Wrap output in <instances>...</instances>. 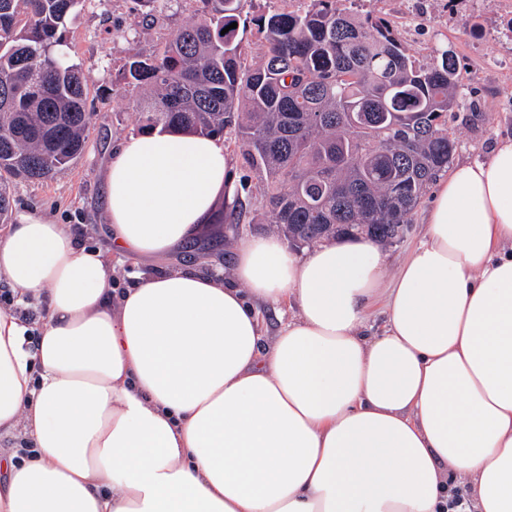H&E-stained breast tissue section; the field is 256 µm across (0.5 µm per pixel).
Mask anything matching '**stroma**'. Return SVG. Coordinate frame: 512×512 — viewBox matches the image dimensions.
I'll return each mask as SVG.
<instances>
[{
    "mask_svg": "<svg viewBox=\"0 0 512 512\" xmlns=\"http://www.w3.org/2000/svg\"><path fill=\"white\" fill-rule=\"evenodd\" d=\"M338 5L361 16L385 18L417 59L431 60L440 46L453 54L459 72L458 102L448 112V130L456 142L453 164L486 159L497 140L512 137V0H338ZM297 6V0H243L248 62L258 61L265 45L255 18ZM199 7L198 0H169L148 15L135 0H83L69 22V53L87 78V106L93 113L87 146L50 180L13 183L14 213L39 212L72 225L83 244H104L102 171L114 146L139 127L124 90L122 66L132 52L151 54L173 23L187 20ZM117 27L139 33V43L113 39ZM224 146L244 179L241 195L247 212L239 224L240 238L272 232V225L257 221L258 177L250 174L232 134H225ZM225 233L224 225H212L197 243L160 258L113 256V281L122 288L131 276L186 265L205 274L228 269L232 247Z\"/></svg>",
    "mask_w": 512,
    "mask_h": 512,
    "instance_id": "stroma-1",
    "label": "stroma"
}]
</instances>
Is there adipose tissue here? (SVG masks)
Segmentation results:
<instances>
[{
	"mask_svg": "<svg viewBox=\"0 0 512 512\" xmlns=\"http://www.w3.org/2000/svg\"><path fill=\"white\" fill-rule=\"evenodd\" d=\"M106 247L33 213L0 228V512H512V138L438 186L394 275L368 238L235 245L229 273L113 286L110 254L162 256L236 200L217 137L125 138ZM383 295L386 322L364 330ZM292 313L263 342L260 309Z\"/></svg>",
	"mask_w": 512,
	"mask_h": 512,
	"instance_id": "1",
	"label": "adipose tissue"
}]
</instances>
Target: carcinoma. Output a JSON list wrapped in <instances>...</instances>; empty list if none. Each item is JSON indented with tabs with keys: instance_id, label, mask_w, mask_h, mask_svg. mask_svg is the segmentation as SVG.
Masks as SVG:
<instances>
[{
	"instance_id": "obj_1",
	"label": "carcinoma",
	"mask_w": 512,
	"mask_h": 512,
	"mask_svg": "<svg viewBox=\"0 0 512 512\" xmlns=\"http://www.w3.org/2000/svg\"><path fill=\"white\" fill-rule=\"evenodd\" d=\"M82 0H0V223L10 184L43 181L79 156L93 113L82 67L65 51ZM149 56L123 67L140 130L216 137L232 129L262 182L261 221L289 243L330 238L400 241L455 142L448 110L454 56L413 58L385 20L336 0H301L258 19L260 62L246 61L242 0H200Z\"/></svg>"
}]
</instances>
